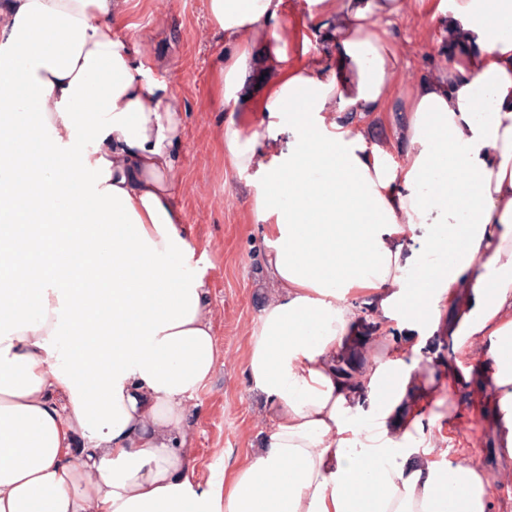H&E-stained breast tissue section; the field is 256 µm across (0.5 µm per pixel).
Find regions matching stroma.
Here are the masks:
<instances>
[{
	"label": "stroma",
	"mask_w": 512,
	"mask_h": 512,
	"mask_svg": "<svg viewBox=\"0 0 512 512\" xmlns=\"http://www.w3.org/2000/svg\"><path fill=\"white\" fill-rule=\"evenodd\" d=\"M126 46L145 49L150 78L168 85L181 102L184 134L176 151L181 182L175 199L185 218L184 234L195 251L196 271L206 282L214 332L222 356L213 379L191 401L193 432L188 454L197 480L232 471L252 456L264 429L262 404L245 368L250 332L265 303L260 282L267 246L253 211V173H240L224 160L218 127L224 118L216 86L219 45L207 0H129L119 24ZM402 85L390 110L433 71L439 53L432 25L406 8L390 26ZM418 346L426 375L441 382L452 364L450 348L421 341L397 320L382 322L367 348L353 349L355 365L383 356L394 344ZM446 425L434 438L447 460L470 462L492 475L491 512H512V481L502 482L507 464L500 454L495 411L480 377L443 393Z\"/></svg>",
	"instance_id": "obj_1"
}]
</instances>
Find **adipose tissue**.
I'll return each mask as SVG.
<instances>
[{"instance_id": "obj_1", "label": "adipose tissue", "mask_w": 512, "mask_h": 512, "mask_svg": "<svg viewBox=\"0 0 512 512\" xmlns=\"http://www.w3.org/2000/svg\"><path fill=\"white\" fill-rule=\"evenodd\" d=\"M310 2L302 43L323 48L293 61L284 0H207L219 137L260 178L269 250L246 359L261 444L199 491L187 417L219 348L174 202L181 104L116 38L128 0H0V512H490L488 475L425 436L435 390L397 416L422 376L407 345L350 382L337 367L362 306L447 335L471 360L449 388L479 371L512 462V0H412L471 50L404 102L399 162L367 130L399 84L403 0ZM256 70L265 130L248 134L233 115Z\"/></svg>"}]
</instances>
